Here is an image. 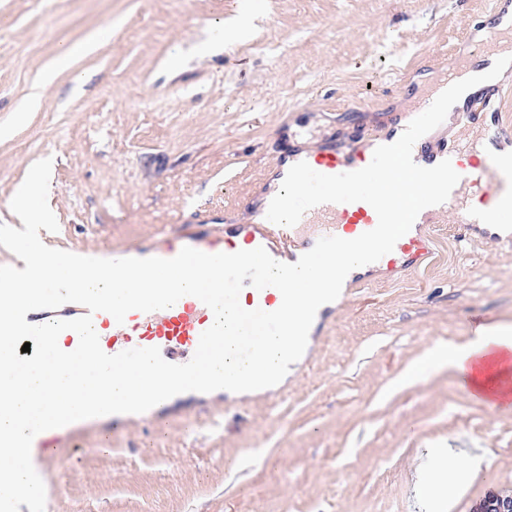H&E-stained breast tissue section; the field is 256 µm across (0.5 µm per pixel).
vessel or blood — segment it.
<instances>
[{
    "instance_id": "1",
    "label": "vessel or blood",
    "mask_w": 512,
    "mask_h": 512,
    "mask_svg": "<svg viewBox=\"0 0 512 512\" xmlns=\"http://www.w3.org/2000/svg\"><path fill=\"white\" fill-rule=\"evenodd\" d=\"M504 13V8L497 6L487 15V36L478 45L480 52H495L499 50L502 41H512V26L505 28L501 25ZM509 97H512V84L505 82L495 86L490 95L469 101L452 113L458 127H481L486 140L494 146V153L479 155L445 141L421 145L414 158L416 164L432 167L447 159L460 175V180L448 200L434 208V216L440 218L452 214L459 223L473 228L481 222L494 223L502 208L512 209V170L504 171L498 154L499 149L512 144V123L505 120L501 107L503 100ZM287 157L292 164L305 160L303 153L297 149L289 150ZM371 159V152L360 145L350 150L327 148L317 152L312 160L305 161L316 172L335 175L361 169ZM377 222L378 217L373 207L362 201L315 206L306 211L292 227L269 222L265 210L260 209L256 211L254 220L247 224H188L178 234L161 233L137 247H115L106 252L92 248L88 254L92 257L103 255L109 259H169L186 246L215 254L235 252L237 245L241 244L248 250L264 247L275 260L294 263L303 253L312 249L321 237L334 235L348 240L354 239L374 229ZM432 251L433 238L426 225H413L396 242L392 252L372 263L369 273L387 280L416 273L431 256ZM239 302L248 310L259 308L270 312L279 308L282 298L276 294L274 288L258 290L248 285L242 289ZM86 314L92 315L100 347L106 354L114 355L132 348L156 347L166 361L176 364L191 359L202 332L214 321L212 311L199 299L189 295L166 309L149 313L130 311L121 323L116 322L109 313L92 314L87 307L76 303H67L55 310L31 311L26 314L25 319L31 324H43L55 319L69 320ZM174 414L171 404L165 401L153 407L146 417L137 414H114L44 431L32 442L33 447L38 450L34 464L40 472L55 467V448L72 440L84 428L92 426L118 432L129 426L142 424L147 418L157 420Z\"/></svg>"
}]
</instances>
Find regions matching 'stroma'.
Returning <instances> with one entry per match:
<instances>
[{"label": "stroma", "instance_id": "1", "mask_svg": "<svg viewBox=\"0 0 512 512\" xmlns=\"http://www.w3.org/2000/svg\"><path fill=\"white\" fill-rule=\"evenodd\" d=\"M244 0H0V223L30 167L52 158L59 250L127 247L191 220L245 222L288 147L319 150L417 107L468 56L488 0H258L248 35L200 47ZM112 38L40 87L59 45ZM85 75L81 90L73 80ZM416 274L337 305L274 405L192 410L58 449L45 512H420L418 457L479 454L446 512L512 492V400L487 402L444 369L406 370L436 340L512 324V247L434 225Z\"/></svg>", "mask_w": 512, "mask_h": 512}]
</instances>
